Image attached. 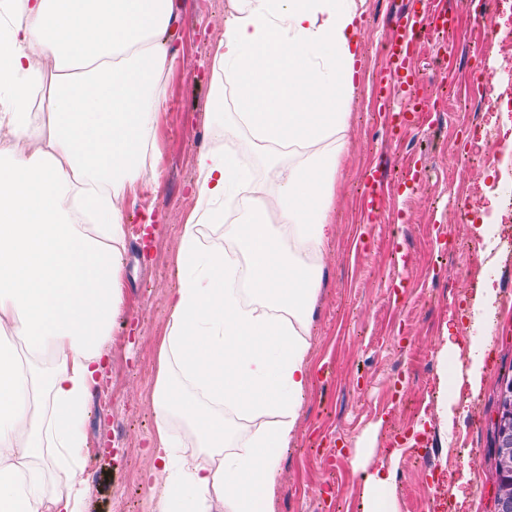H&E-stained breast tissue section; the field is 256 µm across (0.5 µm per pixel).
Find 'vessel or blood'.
<instances>
[{
	"mask_svg": "<svg viewBox=\"0 0 512 512\" xmlns=\"http://www.w3.org/2000/svg\"><path fill=\"white\" fill-rule=\"evenodd\" d=\"M454 22L446 8L432 5L430 0H412L411 10L404 14L387 41L388 66L377 81L378 96L385 105L396 97L406 101L403 109L388 115L392 130L410 128L417 114L429 108L428 102L415 94L419 77L411 58L417 36L432 29H449ZM385 180L384 171L378 168L370 170L366 176L361 203L367 220L376 219L384 208Z\"/></svg>",
	"mask_w": 512,
	"mask_h": 512,
	"instance_id": "vessel-or-blood-1",
	"label": "vessel or blood"
}]
</instances>
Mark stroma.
<instances>
[{
  "instance_id": "1",
  "label": "stroma",
  "mask_w": 512,
  "mask_h": 512,
  "mask_svg": "<svg viewBox=\"0 0 512 512\" xmlns=\"http://www.w3.org/2000/svg\"><path fill=\"white\" fill-rule=\"evenodd\" d=\"M458 23L447 39L415 46L431 107L400 138L382 117L375 84L382 46L403 0H367L360 34L358 91L350 101L351 157L337 186L336 237L322 257L314 304L312 384L295 439L281 453L276 512H360L354 445L376 431L388 448L423 425L430 455L406 447L398 464V512H494L496 476L491 418L501 384L512 376V251L488 199L504 207L512 184V37L478 25L470 0H445ZM168 42L175 62L164 106L159 186L143 185L125 208V305L112 324V346L84 423L80 469L49 463L50 490L72 474L86 486V512H151L148 452L155 355L176 288L180 228L194 208L195 158L234 117L233 96L211 108L213 56L224 38L229 0H179ZM495 76L468 93L473 69ZM389 173L386 206L365 223L361 183L370 169ZM415 166L423 181L403 185ZM490 227L476 231L480 220ZM409 254L411 266L400 257ZM495 289L485 330L492 357L467 413L442 425L436 411L444 324L472 310L477 283ZM465 480L463 497L452 488Z\"/></svg>"
}]
</instances>
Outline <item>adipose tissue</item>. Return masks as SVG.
I'll return each mask as SVG.
<instances>
[{
    "label": "adipose tissue",
    "mask_w": 512,
    "mask_h": 512,
    "mask_svg": "<svg viewBox=\"0 0 512 512\" xmlns=\"http://www.w3.org/2000/svg\"><path fill=\"white\" fill-rule=\"evenodd\" d=\"M366 0H230L212 107L296 149L258 186L229 153L196 157L179 285L157 350L153 512H275L280 454L310 385V315L349 157L347 101ZM174 0H23L0 24V512H85V484L50 493L42 462L80 458L99 362L124 308V206L157 182ZM223 226L207 246L205 225ZM233 408L261 424L226 451ZM204 461L188 460L173 419ZM360 437L362 512H397L399 452Z\"/></svg>",
    "instance_id": "ef3b65f1"
}]
</instances>
